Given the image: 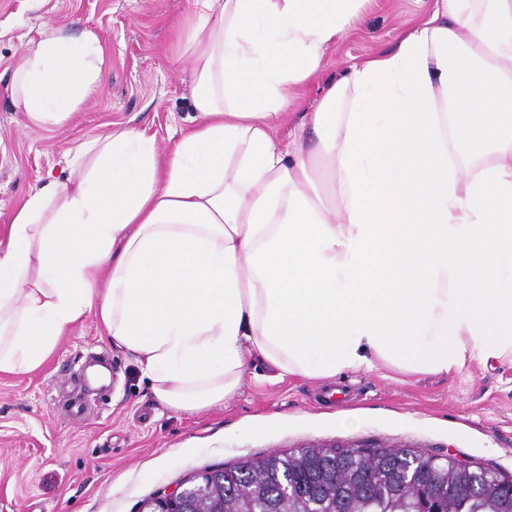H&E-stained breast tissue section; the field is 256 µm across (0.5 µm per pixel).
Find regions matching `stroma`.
Returning a JSON list of instances; mask_svg holds the SVG:
<instances>
[{
	"mask_svg": "<svg viewBox=\"0 0 512 512\" xmlns=\"http://www.w3.org/2000/svg\"><path fill=\"white\" fill-rule=\"evenodd\" d=\"M194 0H0V234L34 186L69 177L68 150L132 122L168 150L194 117L180 36ZM423 0H367L356 29L296 89L281 137L355 60L391 48ZM94 31L99 87L62 126L30 125L7 90L45 20ZM84 414H73L75 403ZM421 448L512 478V364L467 363L448 376L379 366L329 379L251 365L224 403L194 413L157 405L135 357L95 316L69 328L36 370L0 373V512H142L194 475L309 445Z\"/></svg>",
	"mask_w": 512,
	"mask_h": 512,
	"instance_id": "1",
	"label": "stroma"
}]
</instances>
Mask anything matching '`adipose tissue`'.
Listing matches in <instances>:
<instances>
[{"instance_id": "1", "label": "adipose tissue", "mask_w": 512, "mask_h": 512, "mask_svg": "<svg viewBox=\"0 0 512 512\" xmlns=\"http://www.w3.org/2000/svg\"><path fill=\"white\" fill-rule=\"evenodd\" d=\"M366 0H195V116L172 150L125 124L77 143L0 244V373L96 315L175 411L279 375H448L512 361V0H433L278 131ZM90 30L44 22L9 91L59 126L99 86Z\"/></svg>"}]
</instances>
